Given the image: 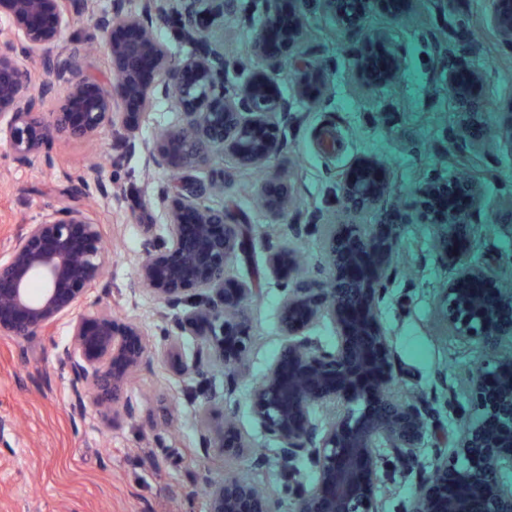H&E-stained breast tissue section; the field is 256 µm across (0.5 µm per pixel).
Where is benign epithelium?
I'll list each match as a JSON object with an SVG mask.
<instances>
[{"mask_svg": "<svg viewBox=\"0 0 512 512\" xmlns=\"http://www.w3.org/2000/svg\"><path fill=\"white\" fill-rule=\"evenodd\" d=\"M251 8L267 16L254 34L252 52L265 68L248 75L233 89L224 88V59L213 48L214 23L232 11L235 0H144L143 10L125 12L124 0L91 16L92 38L101 40L110 60L113 82L104 84L84 74L80 49H50L64 29L89 12V0H0V142L12 160L28 164L49 153L56 141L89 140L105 128L124 133L117 146H129L125 110L149 117L162 91L180 112L181 124L142 144L157 164L176 174L158 200L167 212L165 232L142 225L143 252L135 284L166 309L175 312L161 355L174 357V369L190 393L210 385L214 362L224 365L225 383L251 346L246 301L253 289L226 279L230 260L249 241V226L212 203L224 193L223 177L207 181L195 172L222 151L244 168H261L282 147L281 120L291 106L279 92L282 62L297 74V96L320 103L328 89L324 69L307 52L309 29L304 0H252ZM288 7L291 22L279 17ZM339 32L361 35L353 57L351 82L358 92L391 86L398 80V46L383 27L364 26L371 11L398 14L394 0H323ZM173 17L177 33L192 46L173 59L151 32L154 21ZM487 21L499 43L512 48V0H492ZM67 93L50 120L41 118L42 104L53 96L55 83ZM447 91L459 117L450 149L481 175H468L454 185L436 177L422 180L400 214L402 222L432 224L448 283L441 306L446 329L476 343L484 358L468 374L469 407L459 410L460 433L452 440L442 431L437 411L423 398L402 399L392 393L407 372L396 359L378 316L388 286L397 276L393 253L397 232L375 239L355 222L364 213L385 223L396 202L383 164L365 160L343 176L339 201L349 216L328 239L326 259L333 271L322 288L299 277L293 257L284 249L270 251L268 264L286 278L280 304L285 343L251 392L255 417L275 442L273 449L283 483L278 494L261 489L259 476L226 477L205 487L208 512H385L377 495L384 457L416 471L414 494L403 512H512V289L503 286L494 267L471 263L475 224L512 223V202L492 209L486 203L484 180L492 145L512 143V100L499 113L495 130L483 126L488 101L483 75L465 57L448 56ZM267 211L288 216L290 184L269 179L257 188ZM109 250L100 225L83 205L49 209L35 224H21L6 251L0 253V335L26 338L44 333L61 319L69 320L70 343L62 358L73 395L71 410L85 414L84 395L116 421L132 418L133 404L124 397L130 377L149 360L146 333L134 319L108 313H76L87 295L109 283L104 271ZM483 285L480 294L465 287ZM330 318L335 342L310 335L320 319ZM194 336L190 357L176 355L182 337ZM329 411L323 420L314 409ZM436 453L432 469L418 466L417 449L425 435ZM204 451L237 456L247 450L233 422L221 419L214 428L205 412L199 425ZM464 485L468 494L457 488Z\"/></svg>", "mask_w": 512, "mask_h": 512, "instance_id": "7a95c632", "label": "benign epithelium"}]
</instances>
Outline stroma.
I'll list each match as a JSON object with an SVG mask.
<instances>
[{"mask_svg": "<svg viewBox=\"0 0 512 512\" xmlns=\"http://www.w3.org/2000/svg\"><path fill=\"white\" fill-rule=\"evenodd\" d=\"M490 7L491 0H414L392 22L368 15L367 25L387 27L398 45L401 76L395 85L358 94L349 85V42L337 37L336 22L320 0H308L307 49L328 74L326 100L309 106L297 98L293 77L285 76L280 93L291 100L298 122L281 153L260 170L238 168L219 153L210 168L198 173L204 180L223 173V206L244 216L252 228L250 251L237 255L227 269L228 280L259 290L248 304L253 343L230 391L218 369L208 392L185 394L171 364L158 355L168 324L161 306L133 286L143 249L139 209L147 208L153 224L167 222L157 195L172 174L150 160L142 144L178 123L170 103L159 99L149 118L133 119L139 146L132 151L110 150L115 134L105 130L92 140L55 145L51 162L37 156L21 166L0 144V251L19 225L35 223L47 208L67 203L81 179L101 176L112 193H92L90 204L112 253L106 270L110 288L91 292L78 311L140 321L148 347L157 353L128 382L126 396L136 418L107 422L91 403L84 416L70 410L68 379L58 367V355L70 342L66 321L37 336H0V512H207L204 481L253 476L250 453L208 455L199 446L198 427L203 409L222 411L252 450L273 445L250 400L284 343L279 326L283 283L267 268L269 248H285L297 259L300 275L328 284L326 244L335 225L346 219L337 184L356 160L383 162L403 201L410 200L417 179L452 182L459 177L453 160L436 151L456 129L458 116L443 90L446 78L436 70L427 33L445 29L458 54L483 75L491 105L511 102L512 50L487 27ZM264 23L250 0H239L237 15L216 24L212 37L227 58L246 61L253 34ZM490 165L495 175L486 199L494 207L512 196L511 142L498 141ZM276 174L291 183L295 196L293 210L279 220L258 206L255 195L257 186ZM473 233L474 262L512 267V224H478ZM398 236L402 272L379 311L391 348L408 373L396 391L433 398L445 431L452 434L458 429L457 411L468 403L466 375L482 353L443 326L439 296L446 273L434 225L402 224Z\"/></svg>", "mask_w": 512, "mask_h": 512, "instance_id": "1", "label": "stroma"}]
</instances>
